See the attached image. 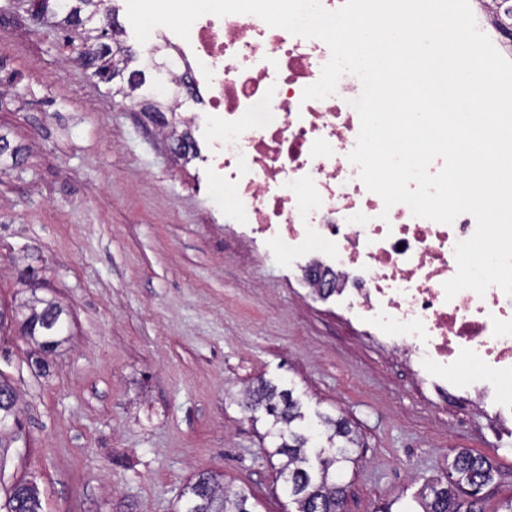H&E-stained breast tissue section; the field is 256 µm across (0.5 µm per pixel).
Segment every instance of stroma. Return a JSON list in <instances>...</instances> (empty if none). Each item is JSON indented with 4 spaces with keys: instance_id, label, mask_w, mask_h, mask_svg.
Here are the masks:
<instances>
[{
    "instance_id": "stroma-1",
    "label": "stroma",
    "mask_w": 512,
    "mask_h": 512,
    "mask_svg": "<svg viewBox=\"0 0 512 512\" xmlns=\"http://www.w3.org/2000/svg\"><path fill=\"white\" fill-rule=\"evenodd\" d=\"M78 44L0 0V136L21 150L0 157V308L70 313L44 357L0 328L21 426L0 439V512L19 482L44 512H178L203 471L284 512L269 419L241 405L260 377L292 389L311 427L344 417L359 432L346 512H422L421 488L463 449L494 460L481 508L505 512L512 432H487L475 405L435 413V393L340 302L308 297L291 260L243 249L205 159L180 164Z\"/></svg>"
}]
</instances>
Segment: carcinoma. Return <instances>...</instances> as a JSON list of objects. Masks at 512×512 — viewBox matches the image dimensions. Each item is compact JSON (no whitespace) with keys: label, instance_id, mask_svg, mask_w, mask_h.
<instances>
[{"label":"carcinoma","instance_id":"obj_1","mask_svg":"<svg viewBox=\"0 0 512 512\" xmlns=\"http://www.w3.org/2000/svg\"><path fill=\"white\" fill-rule=\"evenodd\" d=\"M29 4L38 16H51L57 24L80 31L86 66L95 69L100 78L111 81L123 74L127 57L117 35L119 27L111 20V42L99 44V17L103 0H17ZM494 20L502 33L512 37V0H500ZM144 84L137 71L128 74L123 84L113 89V95L127 98ZM32 321L38 332L49 336L55 345L61 344L60 336L66 326V311L53 301L28 305ZM17 404L14 388L0 374V409ZM245 408L262 409L271 417L267 435L278 440L269 456H282L278 474L288 497L295 505V512H337L345 487L338 482L339 472L345 463L354 462L352 454L359 446L360 436L350 422L343 418L325 417L324 431L308 434L301 426L304 415L292 392L280 389L271 382L260 379L246 390ZM451 473L446 482L432 483L421 493L424 512H476V500L469 498L468 489L488 485L494 480V462L481 454L463 450L448 465ZM253 495L240 488L233 490L220 482L216 475L204 472L186 487L185 500L180 512H256L251 503ZM7 512H40V501L34 485L20 482L8 492Z\"/></svg>","mask_w":512,"mask_h":512}]
</instances>
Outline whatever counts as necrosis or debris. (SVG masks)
Masks as SVG:
<instances>
[{
    "label": "necrosis or debris",
    "instance_id": "necrosis-or-debris-1",
    "mask_svg": "<svg viewBox=\"0 0 512 512\" xmlns=\"http://www.w3.org/2000/svg\"><path fill=\"white\" fill-rule=\"evenodd\" d=\"M159 70L155 104L177 126L207 124L206 159L252 238L298 254L312 293L337 294L369 335L387 340L418 381L444 396L469 395L494 428H512V297L498 286L446 299L454 249L476 230L473 215L452 224L384 209L350 163L360 129L352 99L359 78L343 75L335 94L303 100L331 57L322 40L269 27L254 15L200 16L189 39L155 28L147 41ZM200 104L186 111L187 102ZM470 362L483 372L461 388L448 377Z\"/></svg>",
    "mask_w": 512,
    "mask_h": 512
}]
</instances>
